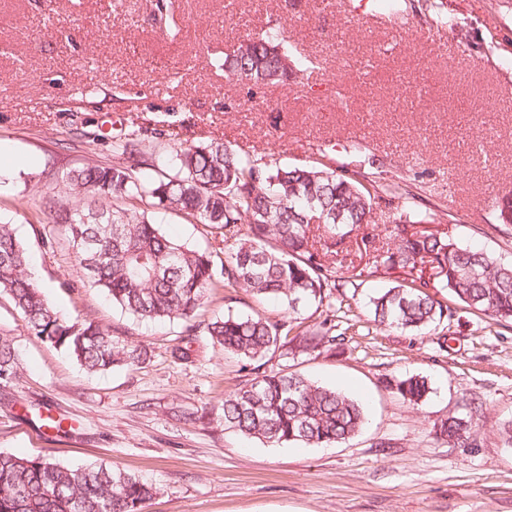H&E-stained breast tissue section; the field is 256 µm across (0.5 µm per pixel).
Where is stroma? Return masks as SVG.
<instances>
[{"instance_id": "35a3bbf8", "label": "stroma", "mask_w": 512, "mask_h": 512, "mask_svg": "<svg viewBox=\"0 0 512 512\" xmlns=\"http://www.w3.org/2000/svg\"><path fill=\"white\" fill-rule=\"evenodd\" d=\"M166 28L155 0H0V223L34 255L33 276L70 317L111 327L148 350L145 362L91 374L31 334L0 295V330L23 357L0 389V451L70 468L106 465L157 487L142 512H512V323L449 300L447 350L434 334L384 330L365 298L394 284L378 271L338 312L343 353L279 350L266 371L288 369L369 405L360 434L320 448L272 447L225 429L224 396L247 384L246 360L186 335L175 320L140 322L77 279L67 239L43 213L73 197L67 173L111 162L114 121H166L171 135L147 150L233 141L286 164L346 167L363 184H399L410 211L460 245L512 262V224L496 203L512 196V0H447L451 26L431 22L433 0H392L399 28L370 27L383 0L352 15L345 0H172ZM284 27L285 40L320 67L268 85L253 108L217 59L246 35ZM336 90L310 95L325 87ZM487 132L494 166L466 144ZM52 247H45V240ZM261 313L276 302L214 289L199 320ZM187 356L173 357L174 347ZM419 375L431 387L416 404L390 381ZM63 421V432L41 418ZM473 417L474 441L436 437L435 422Z\"/></svg>"}]
</instances>
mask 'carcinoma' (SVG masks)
<instances>
[{"label":"carcinoma","instance_id":"carcinoma-1","mask_svg":"<svg viewBox=\"0 0 512 512\" xmlns=\"http://www.w3.org/2000/svg\"><path fill=\"white\" fill-rule=\"evenodd\" d=\"M221 66L248 85V100L276 83L297 78L316 61L284 45L283 30L248 37ZM168 130L137 126L114 136L116 161L68 173L69 190L102 204L87 208L48 201L53 224L67 238L83 281L112 303L147 322L181 319L186 332L213 288L241 289L280 300L290 317L225 316L206 334L237 356L253 361L282 347L302 352L343 351L332 319L313 332L293 317L322 305L352 278L333 275L326 257L370 224L385 222L391 246L370 251L367 265L405 278L369 299L379 327L424 333L451 317L438 294L448 290L465 307L512 321V265L463 247L411 219L391 188H369L345 167L277 164L236 145L214 142L177 148L171 162L154 168L143 147ZM186 215L223 238L224 250L190 247L165 234L144 206ZM0 294L7 295L28 329L74 357L90 373L133 366L147 359L112 328L63 315L36 285L27 244L12 225L0 224ZM22 357L0 332V388L19 378ZM399 395L418 403L428 392L422 377L395 381ZM224 427L273 446L303 442L328 447L348 441L365 423L364 407L336 388L284 370L256 372L250 383L225 395ZM450 441L474 434L472 418L450 416L436 426ZM157 488L103 466L72 470L47 458L0 452V512H139Z\"/></svg>","mask_w":512,"mask_h":512}]
</instances>
